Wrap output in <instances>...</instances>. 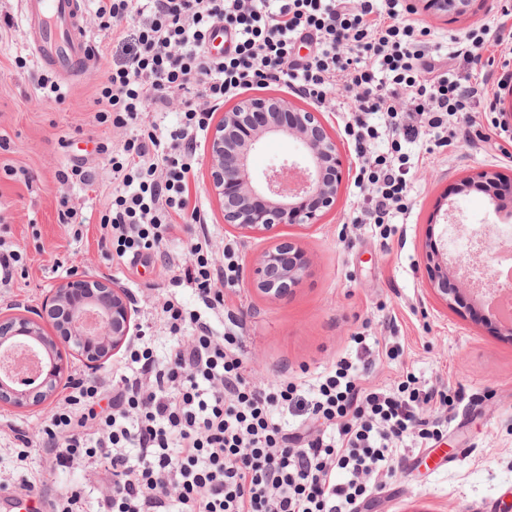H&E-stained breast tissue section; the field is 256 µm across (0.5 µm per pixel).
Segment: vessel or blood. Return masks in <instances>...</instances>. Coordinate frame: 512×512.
I'll use <instances>...</instances> for the list:
<instances>
[{"instance_id":"obj_1","label":"vessel or blood","mask_w":512,"mask_h":512,"mask_svg":"<svg viewBox=\"0 0 512 512\" xmlns=\"http://www.w3.org/2000/svg\"><path fill=\"white\" fill-rule=\"evenodd\" d=\"M36 61L64 78L98 60L96 43L82 23V0H20Z\"/></svg>"}]
</instances>
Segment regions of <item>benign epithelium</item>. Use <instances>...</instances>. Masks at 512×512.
I'll use <instances>...</instances> for the list:
<instances>
[{
    "label": "benign epithelium",
    "instance_id": "7a95c632",
    "mask_svg": "<svg viewBox=\"0 0 512 512\" xmlns=\"http://www.w3.org/2000/svg\"><path fill=\"white\" fill-rule=\"evenodd\" d=\"M435 15L461 16L475 0H421ZM275 138L295 141L299 156L284 159L257 177L252 158L261 145ZM212 190L224 212V223L245 233L272 232L282 225L315 224L336 205L339 189L350 175L320 113L301 111L286 97H246L214 126L208 145ZM475 191L488 197L498 213L512 216V179L483 171L463 179L457 194ZM483 230L477 250L459 253L448 261L447 250L429 239L426 253L431 289L450 305L473 301L486 309V297L500 291L496 276L488 271L476 278L477 266L490 268L476 255L487 251L490 239ZM308 259L293 243L283 241L264 252L254 269L256 288L271 298H282L299 284ZM43 309L50 314L64 310V318L52 323L53 333L38 321L21 315L0 316V336L31 338L50 352L37 378L0 375V403L26 410L49 400L70 368L69 359L57 348L61 338L80 356L85 366L96 369L130 336L135 309L128 291L109 279L88 274L68 278L51 289Z\"/></svg>",
    "mask_w": 512,
    "mask_h": 512
}]
</instances>
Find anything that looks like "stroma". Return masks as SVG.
I'll return each instance as SVG.
<instances>
[{
  "label": "stroma",
  "mask_w": 512,
  "mask_h": 512,
  "mask_svg": "<svg viewBox=\"0 0 512 512\" xmlns=\"http://www.w3.org/2000/svg\"><path fill=\"white\" fill-rule=\"evenodd\" d=\"M416 19L431 30L442 52L469 29L492 22L512 0H476L473 10L448 19L423 10L413 0ZM100 58L65 92L63 101L43 97L42 75L30 58L28 33L17 0H0V219L26 254L23 272L12 287L0 288V312L39 316L45 295L75 273L105 277L126 288L134 300L136 329L146 332L157 356L167 355L173 339L156 309L166 295L187 308L201 306L196 289L174 286V268L189 264L187 245L198 232L188 225L158 253L134 260L110 261L100 244V215L117 183L108 162L95 152L97 141L122 145L127 131L100 125L93 93L105 69L121 51L118 40L100 31ZM512 73L493 65L488 79L493 102L474 103L477 130L490 127L496 111L512 104ZM412 183L409 209L396 216L389 238L372 224H356L360 190L346 179L335 210L314 225H292L276 233L241 234L225 222L208 180L206 150L195 156L197 181L191 194L209 225L210 251L222 262L225 243L237 245L243 271L256 257L289 241L309 257L302 281L286 297L272 299L248 279L225 289L224 308L208 313L216 331L233 328L250 379L271 383L295 377L305 384L329 372L337 359L368 363L366 386L389 390L406 377L420 386L449 390L452 401L441 412L439 437L408 436L392 452V471L372 484L371 512H512V340L493 325L473 317L467 305L447 306L429 286L424 261L427 236H441L438 214L454 203L464 224L474 229L503 228L480 193L454 195L459 181L479 171L512 178V138H458L454 146L426 150L409 144ZM82 160L91 167L92 186L60 185L58 170ZM27 169V180L6 178L4 166ZM68 194L87 218L81 237L61 224L58 200ZM366 338L360 351L354 335ZM85 488V512H96L107 489L91 470H56L40 495L73 486Z\"/></svg>",
  "instance_id": "obj_1"
}]
</instances>
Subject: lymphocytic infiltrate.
<instances>
[{
  "label": "lymphocytic infiltrate",
  "instance_id": "lymphocytic-infiltrate-1",
  "mask_svg": "<svg viewBox=\"0 0 512 512\" xmlns=\"http://www.w3.org/2000/svg\"><path fill=\"white\" fill-rule=\"evenodd\" d=\"M94 17L127 42L93 99L98 123L135 127L183 97L175 127H149L118 150L108 140L97 146L121 186L100 217L120 258L149 255L185 221H199L190 197L197 137L242 91L276 80L323 106L344 83L356 105L344 131L362 161L356 181L370 190L364 217L371 224L408 209L404 144L427 135L435 146L450 145L464 112L490 96L487 82L467 86L450 72L427 28L405 17L402 0H95ZM219 29L225 48L215 55L209 44ZM506 38L505 23L484 24L459 40L455 54L478 61ZM300 42L311 46L309 55L296 53ZM378 143L383 152H374ZM209 246L205 238L193 242L194 260L174 281L193 285L215 310L223 288L237 285L241 263L230 242L215 268ZM162 318L188 343L161 361L134 337L132 370L120 386L77 380L43 428L47 470L106 460L104 474L116 483L102 512H361L394 441L414 431L429 439L443 425L416 409L447 406L445 392L365 387L345 358L305 396L288 379L257 385L233 333L217 335L200 312L172 299ZM106 392L110 411L95 412ZM291 410L305 417L290 431L276 417ZM328 428L336 440H325ZM171 488L177 498H169Z\"/></svg>",
  "mask_w": 512,
  "mask_h": 512
}]
</instances>
